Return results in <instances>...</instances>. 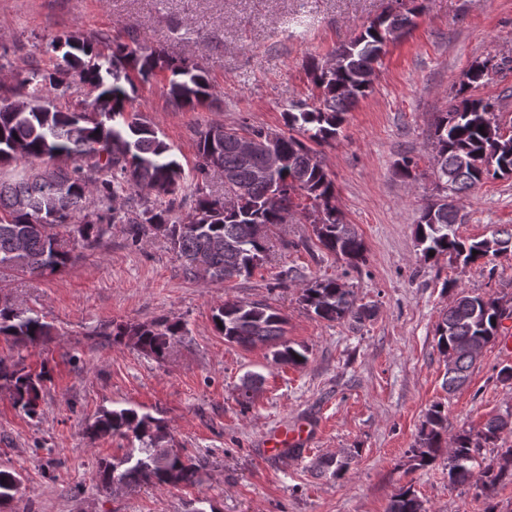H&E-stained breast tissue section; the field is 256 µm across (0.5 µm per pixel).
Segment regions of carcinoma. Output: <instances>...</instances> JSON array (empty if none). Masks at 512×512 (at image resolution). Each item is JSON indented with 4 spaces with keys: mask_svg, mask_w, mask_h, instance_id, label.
<instances>
[{
    "mask_svg": "<svg viewBox=\"0 0 512 512\" xmlns=\"http://www.w3.org/2000/svg\"><path fill=\"white\" fill-rule=\"evenodd\" d=\"M415 9L373 21L349 43L333 51L338 67L332 72L325 63L312 61L309 78L317 95L312 102H292L284 112L288 134L262 127L228 128L212 124L196 134L197 160L193 170L184 168L171 147L138 112L127 111L135 90L131 73L145 81L158 72H170L167 95L176 105L194 110L214 95L213 86L200 69L167 57L157 49L144 50L120 40H110L105 51L74 36L58 37L51 43L62 52V64L50 73L38 70L22 81L27 92L7 102L0 97V167H19L8 180L0 178V271L15 270L32 275L52 273L72 260L52 229L77 225L84 243H98L112 224L128 225L135 244L151 235L164 237L182 261L185 273L196 276L195 258H208L209 276L225 282L246 277L264 263L268 238L258 240L254 228L266 230L286 224L301 207L310 214L318 246L356 269L365 262L364 240L345 223L333 203L334 184L311 144L326 143L339 134L350 106L372 87L375 64L387 42L397 39L413 24ZM490 58L472 64L461 83L457 100L440 114L430 130L433 155L441 156L437 179L443 191L466 196L482 181L512 174V134L506 136L498 122L496 102L475 98L468 89L493 75L512 71L503 60L487 68ZM79 77L90 98L89 110L64 112L52 104V96L73 94L71 73ZM484 130H479V127ZM244 131L266 143L273 139L281 166L271 181L255 176L259 159H246L238 151L237 135ZM48 160L45 167L34 163ZM231 171L236 184L219 194L211 188L212 173ZM245 189L238 209L224 210V194ZM142 193L134 206L130 195ZM193 206L178 216L187 199ZM461 207L445 201L433 215L422 214L417 239L423 260L449 254L463 265L474 264L512 248V232H496L489 238L466 242L456 235L455 225L464 222ZM301 302L323 321L352 320L361 323L373 317V308L357 304L353 291L339 278H324L302 288ZM512 316V303L499 297L457 293L435 328L436 348L443 360L453 358L443 385L453 391L466 384L477 362L469 347L496 341L502 321ZM216 330L224 341L250 348L258 344L275 347L273 361L299 366L304 352L283 340L286 318L279 309L262 301L225 300L214 315ZM180 322L160 318L151 323L117 328L115 338L127 339L137 349L157 360L166 358ZM50 326L32 310L0 305V335L20 343H36L48 335ZM48 372L23 369L0 370L14 400L27 415L37 414ZM97 439L133 436L139 443L138 457L128 456L130 467L116 473L104 467V485L113 479L154 487L194 485L198 466L192 459L166 447L165 425L134 408L106 409L87 428ZM512 436V415L492 416L477 431L461 430L448 435L445 406L436 403L425 414L419 439L411 450L419 468L434 463L448 452V484L474 486L485 496L500 483L512 481V445L499 448L496 461L476 469V454L482 445H496ZM348 458L321 462L323 471L337 479L348 471ZM20 484L15 472L0 470V499L14 497ZM387 512H425L410 489H402L390 501Z\"/></svg>",
    "mask_w": 512,
    "mask_h": 512,
    "instance_id": "1",
    "label": "carcinoma"
}]
</instances>
